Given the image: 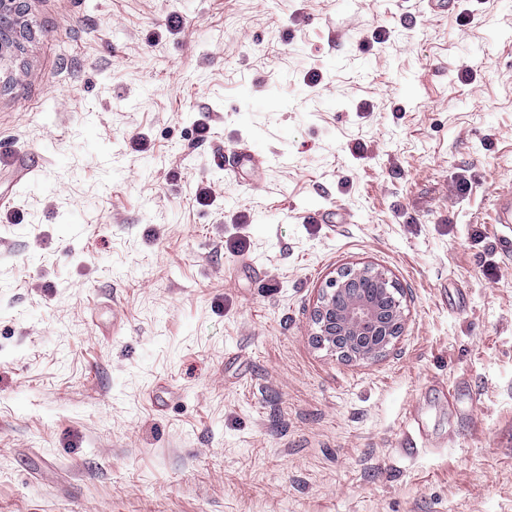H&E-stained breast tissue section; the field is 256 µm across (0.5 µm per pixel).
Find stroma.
<instances>
[{
	"label": "stroma",
	"mask_w": 512,
	"mask_h": 512,
	"mask_svg": "<svg viewBox=\"0 0 512 512\" xmlns=\"http://www.w3.org/2000/svg\"><path fill=\"white\" fill-rule=\"evenodd\" d=\"M468 7L25 0L0 512H512V6ZM242 146L267 165L225 171ZM355 264L407 289L378 360L311 340Z\"/></svg>",
	"instance_id": "stroma-1"
}]
</instances>
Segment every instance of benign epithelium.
<instances>
[{"label": "benign epithelium", "mask_w": 512, "mask_h": 512, "mask_svg": "<svg viewBox=\"0 0 512 512\" xmlns=\"http://www.w3.org/2000/svg\"><path fill=\"white\" fill-rule=\"evenodd\" d=\"M19 0H0V60L30 31ZM405 288L372 265L345 267L322 289L312 322L316 343L341 357L369 361L386 356L405 325Z\"/></svg>", "instance_id": "1"}]
</instances>
